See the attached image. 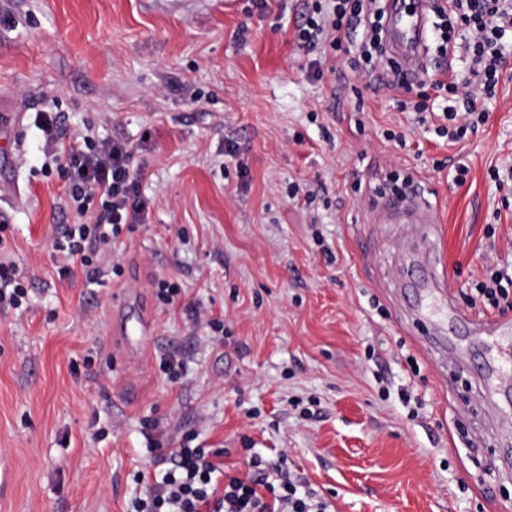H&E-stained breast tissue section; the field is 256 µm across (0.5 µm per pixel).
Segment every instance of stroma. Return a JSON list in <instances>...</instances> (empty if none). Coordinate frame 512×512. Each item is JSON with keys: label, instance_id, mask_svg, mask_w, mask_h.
<instances>
[{"label": "stroma", "instance_id": "35a3bbf8", "mask_svg": "<svg viewBox=\"0 0 512 512\" xmlns=\"http://www.w3.org/2000/svg\"><path fill=\"white\" fill-rule=\"evenodd\" d=\"M257 2L0 0V113L23 115L0 141L14 183L0 258L30 296L0 308V512H126L152 418L164 447L193 436L233 475L252 452L287 453L330 512H512V432L480 420L492 355L414 318L401 269L423 249L407 225L371 221L389 174L412 175L437 209L454 305L486 263L512 277V179L490 175L512 169V70L487 122L451 145L387 90H364L356 112L353 55L309 82L292 42L308 0ZM50 108L62 142L87 125L138 144L154 201L94 283L58 276L52 239L73 215L33 124ZM160 280L175 305H159ZM167 355L186 361L180 381Z\"/></svg>", "mask_w": 512, "mask_h": 512}]
</instances>
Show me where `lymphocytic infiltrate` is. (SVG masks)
Returning a JSON list of instances; mask_svg holds the SVG:
<instances>
[{
  "label": "lymphocytic infiltrate",
  "instance_id": "lymphocytic-infiltrate-1",
  "mask_svg": "<svg viewBox=\"0 0 512 512\" xmlns=\"http://www.w3.org/2000/svg\"><path fill=\"white\" fill-rule=\"evenodd\" d=\"M437 17L427 39L440 57L463 49L462 62L470 79L440 66L431 85L447 91L441 104L439 137L456 144L485 122L478 99H491L503 74L512 68V0H435ZM386 13L380 0H310L294 28L300 48L324 46L319 57L307 60L310 81L333 71L339 53L358 47L362 71L370 85L397 93L412 86L386 60L383 39ZM37 127L45 138V156L64 181L76 221L67 225L53 247L66 263L60 277L74 267L92 275L107 265L112 245L125 227L146 223L152 201L141 192L144 171L135 165L136 145L76 133L68 146L59 144V118L43 111ZM220 448H154V468L144 493L131 498L128 512H328L327 504L297 478L287 476V461L264 460L252 454L248 473H225Z\"/></svg>",
  "mask_w": 512,
  "mask_h": 512
}]
</instances>
